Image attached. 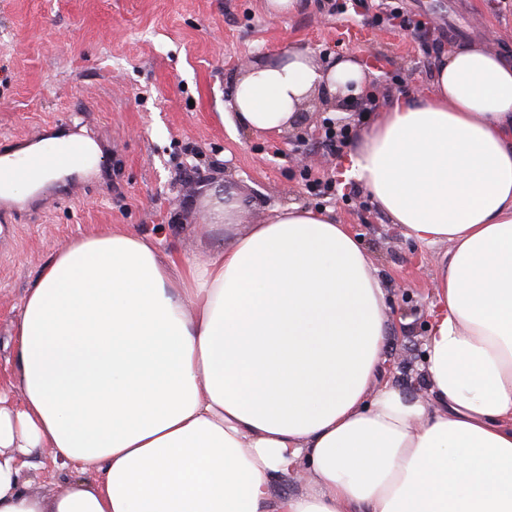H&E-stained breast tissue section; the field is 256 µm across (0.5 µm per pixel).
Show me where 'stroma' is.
<instances>
[{
  "label": "stroma",
  "mask_w": 512,
  "mask_h": 512,
  "mask_svg": "<svg viewBox=\"0 0 512 512\" xmlns=\"http://www.w3.org/2000/svg\"><path fill=\"white\" fill-rule=\"evenodd\" d=\"M395 5L427 21L425 39L387 22ZM459 40L512 50V0H366L345 14L333 0H302L276 19L261 0H0V136L44 140L75 122L102 150L91 171L47 183L42 209L22 197L0 207V374L10 373L26 290L56 249L112 225L151 237L162 252L205 260L224 235L202 205L215 189L239 199L243 225L289 203L333 210L349 225L385 294L383 378L427 396L417 364L443 247L406 237L360 184L337 183L343 150L323 135L333 114L305 106L308 134L289 144L233 127L222 112L246 61L302 48L325 66L353 52L377 64L365 111L346 116L356 135L367 113L430 86ZM311 178L337 187L315 197Z\"/></svg>",
  "instance_id": "35a3bbf8"
}]
</instances>
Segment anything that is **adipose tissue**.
Here are the masks:
<instances>
[{
	"label": "adipose tissue",
	"instance_id": "ef3b65f1",
	"mask_svg": "<svg viewBox=\"0 0 512 512\" xmlns=\"http://www.w3.org/2000/svg\"><path fill=\"white\" fill-rule=\"evenodd\" d=\"M367 78L355 55H273L243 68L228 117L281 134L315 91ZM14 163L0 157V197L74 166L22 182ZM338 170L447 247L429 399L379 382L384 291L347 225L289 204L242 229L211 192L232 237L205 261L110 229L41 269L0 384V512H512V53L456 42L430 93L395 100ZM44 448L76 473L50 496L27 479Z\"/></svg>",
	"mask_w": 512,
	"mask_h": 512
}]
</instances>
